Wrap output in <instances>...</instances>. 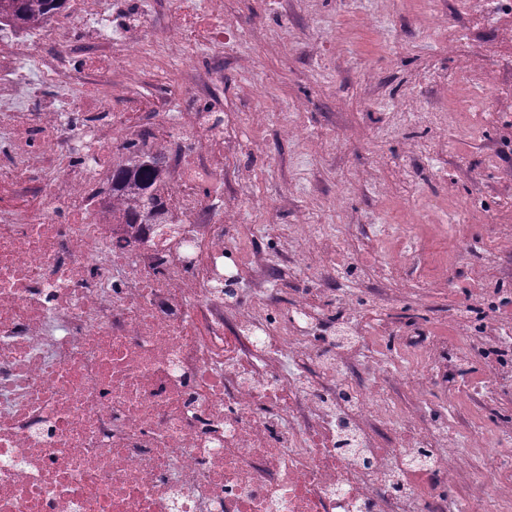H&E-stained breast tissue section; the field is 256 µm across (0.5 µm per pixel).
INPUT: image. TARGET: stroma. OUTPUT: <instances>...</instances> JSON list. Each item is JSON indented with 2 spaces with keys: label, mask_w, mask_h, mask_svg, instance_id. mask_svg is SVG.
Returning <instances> with one entry per match:
<instances>
[{
  "label": "stroma",
  "mask_w": 512,
  "mask_h": 512,
  "mask_svg": "<svg viewBox=\"0 0 512 512\" xmlns=\"http://www.w3.org/2000/svg\"><path fill=\"white\" fill-rule=\"evenodd\" d=\"M139 2L135 15L122 4L113 10L112 35L117 39L127 26L140 24L155 51L142 62L113 45V92L174 94L184 101L182 72L197 67L216 77L210 94L195 101L199 111L214 119L266 111L267 120L246 128L237 161L250 184L238 219L250 225L266 257L278 262L284 254L274 225H335L354 259L339 270L337 282L354 289L356 318L371 320L373 292L385 293L392 299L388 320L402 326L420 317L421 328L454 357L462 333L453 324L462 320L465 305L478 292L512 284L502 274L512 267V249L485 250L493 239L512 238V88L493 87L496 118L472 112L439 127L403 122L402 112L419 104L447 111L429 74L466 63L449 54L447 34L414 28L427 16L429 0H392L388 30L378 38L363 28L357 0H290L286 12L278 0H223L224 18L239 32L235 50L197 41L175 58L160 48L165 29L153 17L156 0ZM294 121L309 133L307 146L282 134V125ZM490 149L497 161L487 158ZM409 175L435 208L418 254L423 272L397 274L390 265L399 252L381 260L367 227L410 221L396 197L374 192L376 184L395 186ZM463 239L469 244L464 268L444 274L433 253ZM430 399L446 418L449 439L463 440L457 420L467 417L496 438L489 466L512 468L511 370L494 374L473 358L449 373Z\"/></svg>",
  "instance_id": "stroma-1"
}]
</instances>
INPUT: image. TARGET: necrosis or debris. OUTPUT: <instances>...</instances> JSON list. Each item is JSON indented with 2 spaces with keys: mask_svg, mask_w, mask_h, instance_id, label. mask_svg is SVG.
<instances>
[{
  "mask_svg": "<svg viewBox=\"0 0 512 512\" xmlns=\"http://www.w3.org/2000/svg\"><path fill=\"white\" fill-rule=\"evenodd\" d=\"M0 41V512H512V474L468 473L489 437L448 445L429 394L448 364L430 332L353 317L337 294L345 248L326 227L283 224L294 256L312 255L309 287L291 288L265 260L232 198L242 141L215 136L205 114L170 98L124 95L116 111L72 112L45 93L72 80L81 42L91 86L112 83V0ZM430 0L448 49L467 53L452 19L484 27L476 0ZM165 17L167 45L234 44L222 0ZM490 79L481 62L432 83L470 110ZM160 147L167 198L181 223L159 236L107 217L103 191L123 142ZM228 199L222 222L200 195ZM246 287L225 300L223 282ZM409 392L414 409L395 394ZM351 435L357 454L336 446ZM433 458L416 471V449Z\"/></svg>",
  "mask_w": 512,
  "mask_h": 512,
  "instance_id": "1",
  "label": "necrosis or debris"
}]
</instances>
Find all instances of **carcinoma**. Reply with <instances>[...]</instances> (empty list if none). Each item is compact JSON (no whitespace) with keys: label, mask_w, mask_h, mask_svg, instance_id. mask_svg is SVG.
I'll list each match as a JSON object with an SVG mask.
<instances>
[{"label":"carcinoma","mask_w":512,"mask_h":512,"mask_svg":"<svg viewBox=\"0 0 512 512\" xmlns=\"http://www.w3.org/2000/svg\"><path fill=\"white\" fill-rule=\"evenodd\" d=\"M68 8V0H0V25L12 30L32 29L46 24ZM166 169L157 150L128 141L124 152L112 163L109 192L123 202L112 212L114 224H148L164 235L172 214L163 191Z\"/></svg>","instance_id":"obj_1"}]
</instances>
